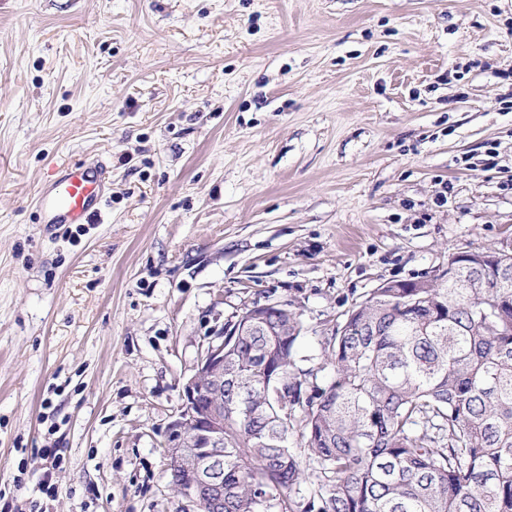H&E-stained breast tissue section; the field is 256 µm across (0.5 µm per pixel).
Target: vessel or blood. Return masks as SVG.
Returning a JSON list of instances; mask_svg holds the SVG:
<instances>
[{
  "mask_svg": "<svg viewBox=\"0 0 512 512\" xmlns=\"http://www.w3.org/2000/svg\"><path fill=\"white\" fill-rule=\"evenodd\" d=\"M109 183V170L101 162L67 163L41 188L36 206L47 224H96Z\"/></svg>",
  "mask_w": 512,
  "mask_h": 512,
  "instance_id": "vessel-or-blood-1",
  "label": "vessel or blood"
}]
</instances>
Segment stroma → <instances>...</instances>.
Segmentation results:
<instances>
[{"instance_id":"obj_1","label":"stroma","mask_w":512,"mask_h":512,"mask_svg":"<svg viewBox=\"0 0 512 512\" xmlns=\"http://www.w3.org/2000/svg\"><path fill=\"white\" fill-rule=\"evenodd\" d=\"M512 0H0V508L194 512L165 441L203 344L512 242ZM100 158L97 224L35 204ZM58 449L54 499L40 448Z\"/></svg>"}]
</instances>
